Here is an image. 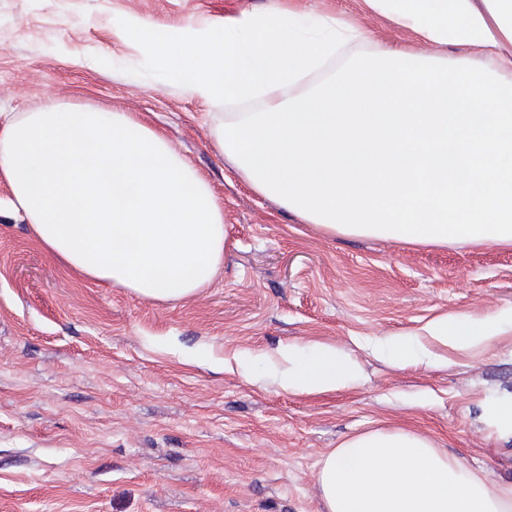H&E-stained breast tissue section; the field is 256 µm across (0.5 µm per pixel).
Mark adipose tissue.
Segmentation results:
<instances>
[{"mask_svg":"<svg viewBox=\"0 0 512 512\" xmlns=\"http://www.w3.org/2000/svg\"><path fill=\"white\" fill-rule=\"evenodd\" d=\"M363 4L469 54L423 58L308 8L162 32L125 20L116 34L133 47L155 44L154 71L227 106L216 129L222 153L256 192L303 222L404 245L512 248V0ZM353 45L365 53L302 89ZM253 99L261 111L229 109ZM0 180L35 243L78 274L168 301L210 285L224 263L220 198L168 139L125 113L52 107L7 121ZM425 330L458 349L503 333L498 321L467 314L439 316ZM375 354L398 368L429 361L403 335ZM282 357L287 390L322 394L359 377L357 362L327 343L291 345ZM318 478L327 512H512V484L488 483L405 429L343 441Z\"/></svg>","mask_w":512,"mask_h":512,"instance_id":"1","label":"adipose tissue"}]
</instances>
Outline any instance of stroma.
Wrapping results in <instances>:
<instances>
[{
    "label": "stroma",
    "mask_w": 512,
    "mask_h": 512,
    "mask_svg": "<svg viewBox=\"0 0 512 512\" xmlns=\"http://www.w3.org/2000/svg\"><path fill=\"white\" fill-rule=\"evenodd\" d=\"M274 2L0 0V118L67 104L139 117L224 203L220 276L163 302L68 271L0 182V512H325L321 460L376 428L417 431L512 484V438L486 414L512 397V339L460 352L425 332L444 314L512 315V248L410 247L302 223L221 153L216 108L163 83L147 50L114 33L126 18L220 23ZM314 4L378 42L462 55L359 0ZM401 334L436 366L372 354ZM310 341L350 354L359 380L312 396L280 387L278 350Z\"/></svg>",
    "instance_id": "stroma-1"
}]
</instances>
